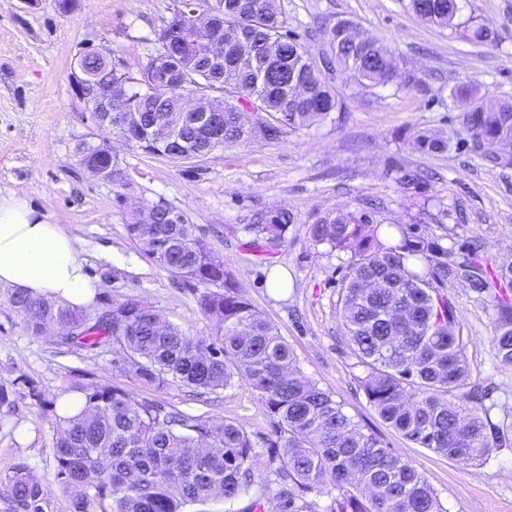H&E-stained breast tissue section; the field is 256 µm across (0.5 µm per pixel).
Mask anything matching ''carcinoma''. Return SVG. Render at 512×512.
I'll list each match as a JSON object with an SVG mask.
<instances>
[{
	"label": "carcinoma",
	"mask_w": 512,
	"mask_h": 512,
	"mask_svg": "<svg viewBox=\"0 0 512 512\" xmlns=\"http://www.w3.org/2000/svg\"><path fill=\"white\" fill-rule=\"evenodd\" d=\"M459 0H409L423 22L464 29L483 43L491 33L472 19L459 20ZM184 10L173 12L159 33L161 68L154 58L141 69H110L97 56L82 67L88 88L112 82L113 93L135 101L149 122L170 109L181 93L176 81L188 75L200 86L216 85L229 100L224 110V145L251 139L248 111L261 100L270 115L266 140L324 121L341 109L335 90L298 38L285 30L278 0H224V35L243 33L236 44L237 65L213 66L208 49L191 41ZM340 20L322 35L338 71L366 88L396 81L420 82L397 72L395 60L378 42L356 45L347 40ZM280 43L277 71L304 87L294 94L284 85H257L239 65L244 58ZM166 78L162 91L146 94L144 81ZM462 106V123L483 141L491 158L497 144L512 137V102L495 108L480 104L467 85L453 88ZM416 147L442 151L446 141L420 134ZM80 161L112 166L97 146H85ZM173 207L157 202L152 232L139 224L138 209L128 206L129 238L147 260L191 288L201 313L213 322L208 336H195L165 319L156 307L128 298L115 302L95 322L86 312L55 300L33 299L9 291L5 299L33 336L47 335L51 325L68 330L61 343L94 349L110 339L117 346L113 366L143 386L160 391L172 385L197 396L213 394L236 379L257 392L269 421L265 481L280 486V512H447L434 489L410 462L363 428L333 395L295 367L293 352L276 326L256 313L222 262L214 261L198 227L187 216L170 223ZM296 223L286 208L262 211L248 229L270 251L287 242ZM309 242L348 253L339 317L350 348L367 368L361 387L378 416L404 438L462 464L483 462L493 452L512 447V423L492 421L496 403L471 382L466 343L456 309L448 301V282L461 277L484 296L496 317L490 342L498 362L512 368V263L493 268L470 246L460 255L428 236H416L401 224H381L366 213L325 212L305 228ZM67 391L80 394L83 407L73 417L57 415L58 399L30 390L35 404L56 414L52 448L55 479L72 495L73 512H186V507L221 496L237 499L253 482L259 454L244 428L233 420L189 414L152 397L135 399L119 387L69 374ZM284 449L279 453L278 449ZM9 512H48L44 484L22 464L0 479ZM326 496L320 506L309 495Z\"/></svg>",
	"instance_id": "obj_1"
}]
</instances>
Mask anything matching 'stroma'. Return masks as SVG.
Listing matches in <instances>:
<instances>
[{
	"label": "stroma",
	"instance_id": "1",
	"mask_svg": "<svg viewBox=\"0 0 512 512\" xmlns=\"http://www.w3.org/2000/svg\"><path fill=\"white\" fill-rule=\"evenodd\" d=\"M177 0H78L61 12L55 0L28 7L0 0V193L24 199L74 237L96 290L88 316L129 298L148 302L197 336L213 324L192 292L145 259L129 239L127 211L119 195L165 200L200 228L215 257L228 266L256 311L289 343L301 372L333 393L364 430L375 433L424 475L447 512H512V448L486 462L464 465L419 447L385 424L359 387L366 369L348 346L336 303L349 254L312 245L305 226L316 214L370 210L375 221L415 227L446 247L478 242L492 261L512 262V144L492 162L474 147L452 87L470 84L486 104L512 101V0H462V18L488 27L491 41L473 44L464 31L422 23L407 0H279L289 33L315 58L329 55L323 28L347 19L361 35L414 70L424 89H367L327 69L342 111L275 141L250 140L213 151L192 164L173 162L127 146L113 137L117 181L100 180L79 162V148L103 133L75 85L74 63L85 47L103 48L135 72L158 47V34ZM428 132L447 140L439 154L416 151ZM285 207L297 222L274 253L254 242L248 226L257 210ZM281 278L286 286L273 290ZM473 381L493 386L494 422L512 421V368L499 364L490 335L495 313L461 280L448 284ZM114 349H67L30 335L0 297V386L8 389L12 414L0 420V478L17 465L41 477L52 512H72L70 497L55 480L53 413L36 406V388L62 395L68 375L80 372L134 398L149 389L112 365ZM160 399L189 414L240 424L259 453H266L265 409L246 380L199 402L185 388L159 391ZM278 488L255 480L234 501L189 506L188 512H248L261 501L276 506Z\"/></svg>",
	"mask_w": 512,
	"mask_h": 512
}]
</instances>
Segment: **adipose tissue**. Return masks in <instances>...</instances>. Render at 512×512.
<instances>
[{"label": "adipose tissue", "instance_id": "obj_1", "mask_svg": "<svg viewBox=\"0 0 512 512\" xmlns=\"http://www.w3.org/2000/svg\"><path fill=\"white\" fill-rule=\"evenodd\" d=\"M0 287L89 308L96 291L73 236L26 201L0 194Z\"/></svg>", "mask_w": 512, "mask_h": 512}]
</instances>
